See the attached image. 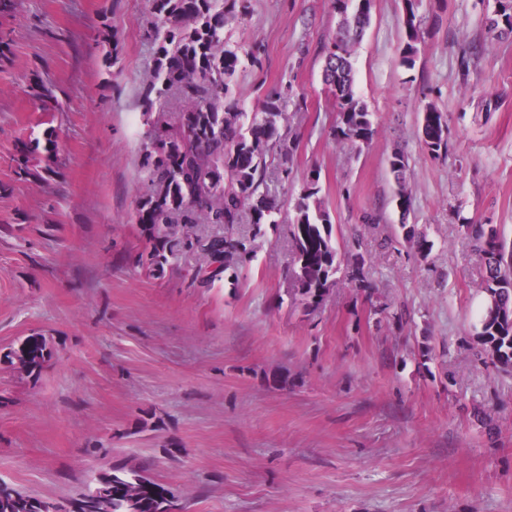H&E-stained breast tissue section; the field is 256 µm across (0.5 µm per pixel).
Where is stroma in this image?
I'll return each instance as SVG.
<instances>
[{"mask_svg": "<svg viewBox=\"0 0 512 512\" xmlns=\"http://www.w3.org/2000/svg\"><path fill=\"white\" fill-rule=\"evenodd\" d=\"M245 3L224 26L242 60L230 96L247 112L280 99L295 145L267 188L289 214L318 174L338 257L365 256L371 292L342 280L316 307L294 300L285 224L256 239L233 285L193 284V252L161 275L132 265L145 246L150 0H11L0 353L39 332L54 355L37 380L0 362V480L64 503L124 459L148 464L186 512H512V368L477 357L484 262L462 226L495 224L512 241V33L489 37L495 0H422L411 70L402 0H371L353 63L377 133L361 145L332 133L333 0ZM42 87L60 111H44ZM429 105L447 118L440 158L420 140ZM50 129L55 175L18 179L19 142ZM397 148L425 257L396 236ZM368 212L379 223L362 225Z\"/></svg>", "mask_w": 512, "mask_h": 512, "instance_id": "35a3bbf8", "label": "stroma"}]
</instances>
